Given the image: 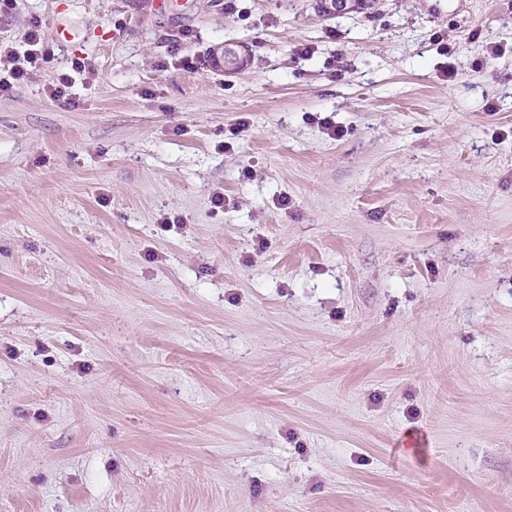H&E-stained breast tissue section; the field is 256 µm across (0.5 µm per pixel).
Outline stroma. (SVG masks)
<instances>
[{"label":"stroma","instance_id":"stroma-1","mask_svg":"<svg viewBox=\"0 0 512 512\" xmlns=\"http://www.w3.org/2000/svg\"><path fill=\"white\" fill-rule=\"evenodd\" d=\"M151 2L0 19V512H512V0ZM25 49L20 52L13 43L0 41V92L27 80L48 63L50 51L46 48L41 25L34 22L25 32Z\"/></svg>","mask_w":512,"mask_h":512}]
</instances>
